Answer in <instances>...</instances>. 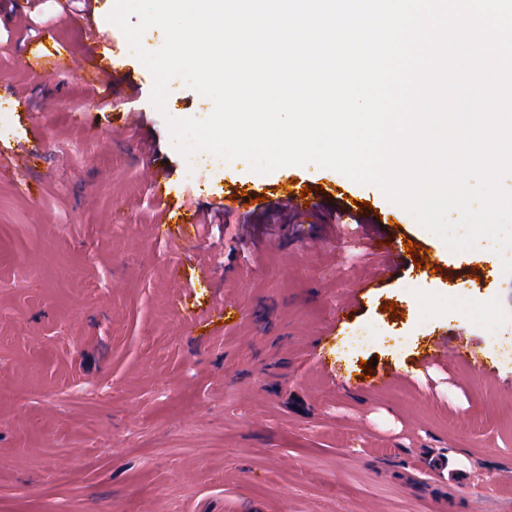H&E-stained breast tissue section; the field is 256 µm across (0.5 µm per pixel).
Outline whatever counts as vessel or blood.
I'll return each instance as SVG.
<instances>
[{"label": "vessel or blood", "mask_w": 512, "mask_h": 512, "mask_svg": "<svg viewBox=\"0 0 512 512\" xmlns=\"http://www.w3.org/2000/svg\"><path fill=\"white\" fill-rule=\"evenodd\" d=\"M87 40L81 57H74L60 52L54 53L50 65L53 69L68 73L79 72L86 87L93 93L94 98H107L112 93V78L119 73L122 66L123 53L120 48H108L106 39L94 27L85 30ZM282 200L299 216L310 213L301 196L300 184H283ZM370 242L378 244L387 259L377 279L371 280V287H378L380 281L393 277L400 269L409 267L410 260L402 240L391 235L382 221L374 215H363ZM420 364L428 363H463L479 373L491 370L487 353L477 348L471 337L465 333H457L451 338H441L434 341L428 351L419 359Z\"/></svg>", "instance_id": "1"}]
</instances>
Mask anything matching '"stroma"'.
Wrapping results in <instances>:
<instances>
[{
  "label": "stroma",
  "mask_w": 512,
  "mask_h": 512,
  "mask_svg": "<svg viewBox=\"0 0 512 512\" xmlns=\"http://www.w3.org/2000/svg\"><path fill=\"white\" fill-rule=\"evenodd\" d=\"M47 27L56 42H41ZM84 46L81 19L55 0L28 26L0 18V512H512V480L498 478L512 470V245L451 251L378 187L313 163L258 173L207 151L189 161L165 119L206 118L213 102L176 77L158 111L137 56L112 90L135 84L125 112L93 103L79 73L22 64ZM130 114L150 160L124 132ZM155 165L168 173L163 201ZM289 177L331 208L370 203L441 265L402 271L336 328L337 308L384 263L356 226L333 239L330 225L258 209L243 230L156 228L186 200L276 203ZM240 235L259 253H237ZM462 291L502 316L499 329L458 314ZM225 302L238 314L223 322ZM191 316L201 336L184 334ZM455 331L489 353L490 373L415 370ZM364 360L397 378L339 387L330 365L357 380Z\"/></svg>",
  "instance_id": "1"
}]
</instances>
